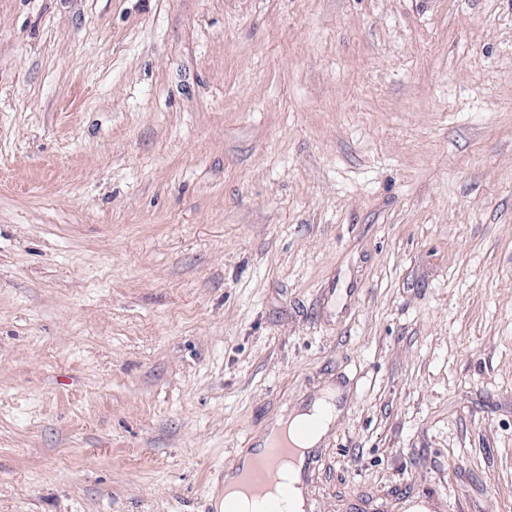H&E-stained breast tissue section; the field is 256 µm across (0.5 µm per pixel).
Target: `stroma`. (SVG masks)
<instances>
[{"mask_svg": "<svg viewBox=\"0 0 512 512\" xmlns=\"http://www.w3.org/2000/svg\"><path fill=\"white\" fill-rule=\"evenodd\" d=\"M329 389L314 512H512V0H0V512H219Z\"/></svg>", "mask_w": 512, "mask_h": 512, "instance_id": "35a3bbf8", "label": "stroma"}]
</instances>
